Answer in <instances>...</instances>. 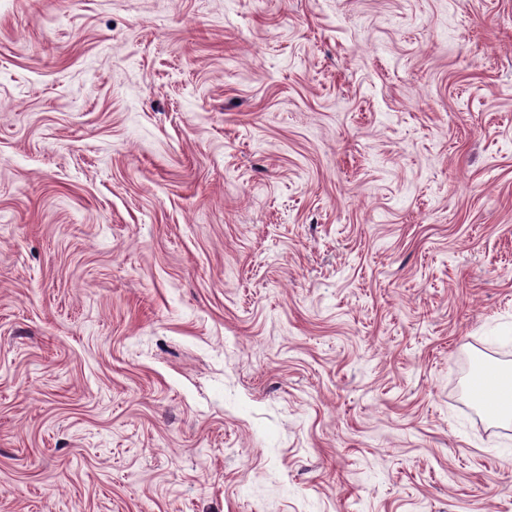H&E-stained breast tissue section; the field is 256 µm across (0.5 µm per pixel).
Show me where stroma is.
Segmentation results:
<instances>
[{"instance_id":"obj_1","label":"stroma","mask_w":512,"mask_h":512,"mask_svg":"<svg viewBox=\"0 0 512 512\" xmlns=\"http://www.w3.org/2000/svg\"><path fill=\"white\" fill-rule=\"evenodd\" d=\"M512 0H0V512H512ZM498 385L492 395L490 407L498 414L494 415L496 419L510 422L512 421V372L509 371H497L494 374ZM507 395L510 398V406L508 408L502 407L497 401V396Z\"/></svg>"}]
</instances>
